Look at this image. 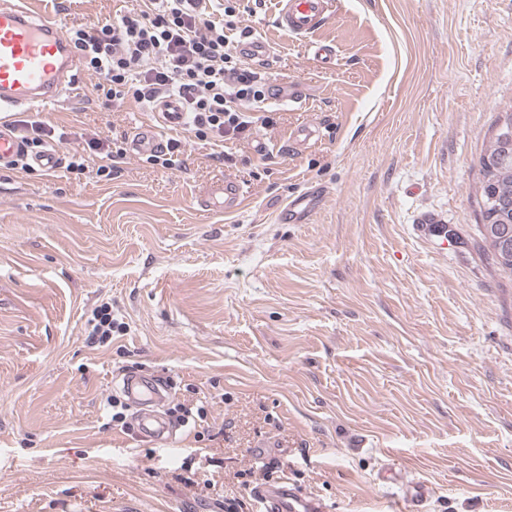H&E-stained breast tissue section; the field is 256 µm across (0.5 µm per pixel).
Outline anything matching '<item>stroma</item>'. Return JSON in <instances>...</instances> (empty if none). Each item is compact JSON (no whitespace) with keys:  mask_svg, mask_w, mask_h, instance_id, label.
Masks as SVG:
<instances>
[{"mask_svg":"<svg viewBox=\"0 0 512 512\" xmlns=\"http://www.w3.org/2000/svg\"><path fill=\"white\" fill-rule=\"evenodd\" d=\"M63 29L136 0H57ZM288 108L250 104L249 138L187 140L173 168L129 154L112 176L0 170V512H256L254 483L288 478L333 512H512V283L477 226L478 158L512 102V0H334L304 37L275 0H239ZM335 55L315 58L311 43ZM99 74L26 113L61 155L153 114L112 103ZM320 131L285 149L298 129ZM265 153H257L258 143ZM244 206L201 202L224 178ZM319 186L302 224L288 200ZM126 325L99 346L87 320ZM166 381L161 410L206 407L174 448L113 423L125 370ZM391 467L400 480L377 474Z\"/></svg>","mask_w":512,"mask_h":512,"instance_id":"1","label":"stroma"}]
</instances>
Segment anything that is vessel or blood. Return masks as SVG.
<instances>
[{
  "mask_svg": "<svg viewBox=\"0 0 512 512\" xmlns=\"http://www.w3.org/2000/svg\"><path fill=\"white\" fill-rule=\"evenodd\" d=\"M50 2L24 0L23 6L0 9V170L13 167L22 157L31 167L47 173L61 166V156L55 148L28 155L11 120L13 113L33 111L56 101L73 84L68 73L77 68L78 60L69 50L62 27L45 10ZM276 4L279 28L306 35L326 24L332 0H276ZM153 112L156 123L135 128L129 137L131 155L162 151L163 130H178L185 125V110L176 99L159 100ZM214 193L222 198L225 212H234L243 203V189L233 179H225ZM314 207L313 195L300 194L280 211L278 221L296 223ZM122 390L139 408L140 434L156 444L172 445L177 426L160 411L167 399V386L162 381L128 373L122 379ZM253 495L259 512H331L324 501L285 479L263 483Z\"/></svg>",
  "mask_w": 512,
  "mask_h": 512,
  "instance_id": "vessel-or-blood-1",
  "label": "vessel or blood"
}]
</instances>
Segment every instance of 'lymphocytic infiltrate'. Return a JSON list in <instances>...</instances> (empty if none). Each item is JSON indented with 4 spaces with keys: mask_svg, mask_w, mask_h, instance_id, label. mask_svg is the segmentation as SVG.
I'll return each instance as SVG.
<instances>
[{
    "mask_svg": "<svg viewBox=\"0 0 512 512\" xmlns=\"http://www.w3.org/2000/svg\"><path fill=\"white\" fill-rule=\"evenodd\" d=\"M211 2L143 0V8L103 25L72 29L67 41L108 82L113 100L130 97L147 107L177 98L189 134L220 147L250 136L256 119L248 106L265 101L270 88L228 36L236 27L235 0H224L220 19Z\"/></svg>",
    "mask_w": 512,
    "mask_h": 512,
    "instance_id": "lymphocytic-infiltrate-1",
    "label": "lymphocytic infiltrate"
}]
</instances>
